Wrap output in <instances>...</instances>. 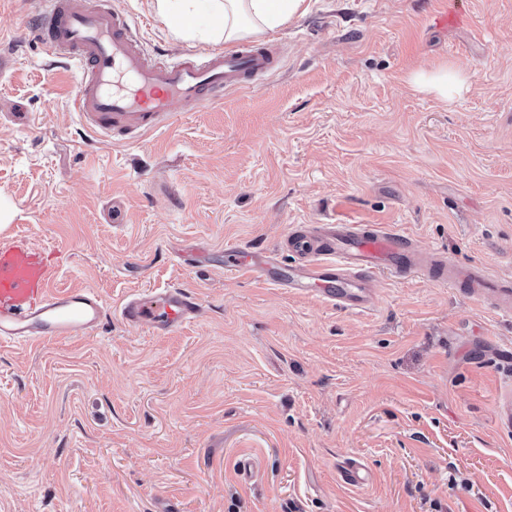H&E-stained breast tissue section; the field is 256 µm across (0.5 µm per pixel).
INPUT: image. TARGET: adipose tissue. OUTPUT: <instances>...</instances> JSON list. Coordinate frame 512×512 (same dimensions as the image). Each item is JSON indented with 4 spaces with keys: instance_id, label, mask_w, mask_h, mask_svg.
I'll return each instance as SVG.
<instances>
[{
    "instance_id": "obj_1",
    "label": "adipose tissue",
    "mask_w": 512,
    "mask_h": 512,
    "mask_svg": "<svg viewBox=\"0 0 512 512\" xmlns=\"http://www.w3.org/2000/svg\"><path fill=\"white\" fill-rule=\"evenodd\" d=\"M159 18L177 36L212 43H234L286 25L306 13L307 0H154ZM413 85L446 101L462 97L468 87L462 71L416 72Z\"/></svg>"
}]
</instances>
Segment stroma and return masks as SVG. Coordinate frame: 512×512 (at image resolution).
<instances>
[{
  "label": "stroma",
  "mask_w": 512,
  "mask_h": 512,
  "mask_svg": "<svg viewBox=\"0 0 512 512\" xmlns=\"http://www.w3.org/2000/svg\"><path fill=\"white\" fill-rule=\"evenodd\" d=\"M308 2L264 35L283 59L251 91L110 143L45 63L36 0H0V239L28 237L54 287L108 308L83 340L0 348V512H512V317L388 276L349 312L221 265L292 224H387L512 280V0H454L468 21L448 29L438 0ZM112 5L160 59L209 48L152 0ZM444 69L468 79L454 102L410 81ZM170 286L200 305L176 334L118 316ZM349 460L369 484L341 483Z\"/></svg>",
  "instance_id": "1"
}]
</instances>
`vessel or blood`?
Wrapping results in <instances>:
<instances>
[{"label": "vessel or blood", "mask_w": 512, "mask_h": 512, "mask_svg": "<svg viewBox=\"0 0 512 512\" xmlns=\"http://www.w3.org/2000/svg\"><path fill=\"white\" fill-rule=\"evenodd\" d=\"M35 35L51 58L71 62L77 75L72 104L82 125L100 140L136 141L169 124L174 107L193 112L223 91H245L281 62L277 45L237 44L161 62L133 32L134 23L110 0H42ZM276 251L224 248V271L294 295H315L352 312L375 305L377 275L419 277L459 289L512 314V282L478 266L460 267L384 224H294ZM55 269L25 238L0 242V347L79 340L97 332L106 315L90 287L57 289ZM121 319L151 336L180 331L199 313L183 288L137 294L117 308Z\"/></svg>", "instance_id": "vessel-or-blood-1"}]
</instances>
